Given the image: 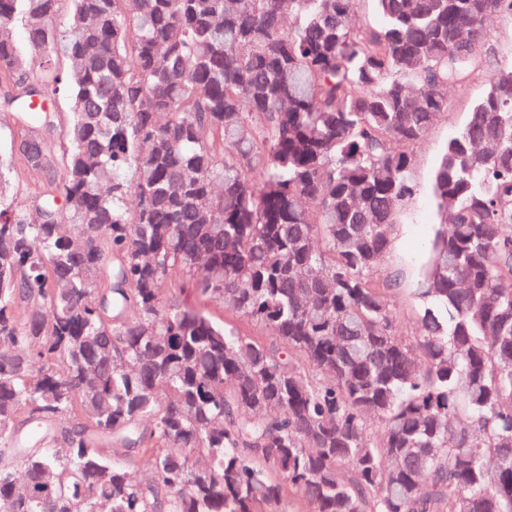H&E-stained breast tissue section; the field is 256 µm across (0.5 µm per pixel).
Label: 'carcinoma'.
<instances>
[{"instance_id": "cac0c4a2", "label": "carcinoma", "mask_w": 512, "mask_h": 512, "mask_svg": "<svg viewBox=\"0 0 512 512\" xmlns=\"http://www.w3.org/2000/svg\"><path fill=\"white\" fill-rule=\"evenodd\" d=\"M360 2L0 0V512H512V0ZM489 43L496 52L498 59L512 61V18L497 14L486 23ZM485 90V80H474L466 90L448 92V112L431 127L415 148L413 179L417 194L398 213L397 231L393 249L385 262V269H402L406 276L403 288H414L426 260L428 247L439 223V216L430 194V181L448 141L466 124L469 109ZM18 191V198L25 200L30 207H35L39 201L40 178L32 168L21 169L18 174L12 173L11 179Z\"/></svg>"}]
</instances>
